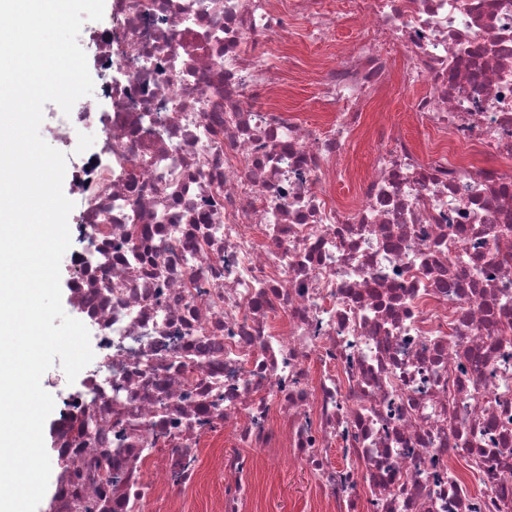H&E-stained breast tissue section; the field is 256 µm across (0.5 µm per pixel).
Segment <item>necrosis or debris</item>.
<instances>
[{
  "mask_svg": "<svg viewBox=\"0 0 512 512\" xmlns=\"http://www.w3.org/2000/svg\"><path fill=\"white\" fill-rule=\"evenodd\" d=\"M86 25L108 111L51 113L78 159L65 261L92 362L55 402L54 512H180L219 457L242 512L259 449L313 472L330 512H512V0H349L361 40L318 69L268 61L327 0H115ZM447 148L389 134L335 185L392 81ZM315 74L309 71V75L292 84L288 94V106L302 119L308 121L323 122L320 114L331 112L321 106L315 98Z\"/></svg>",
  "mask_w": 512,
  "mask_h": 512,
  "instance_id": "obj_1",
  "label": "necrosis or debris"
}]
</instances>
